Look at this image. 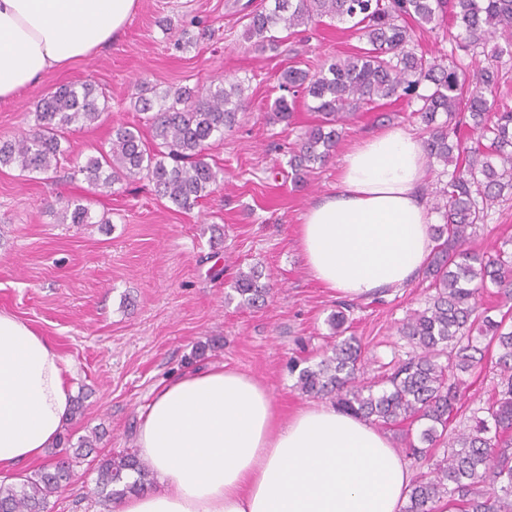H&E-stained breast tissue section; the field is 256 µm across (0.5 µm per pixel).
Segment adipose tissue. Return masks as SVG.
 <instances>
[{"instance_id":"1","label":"adipose tissue","mask_w":512,"mask_h":512,"mask_svg":"<svg viewBox=\"0 0 512 512\" xmlns=\"http://www.w3.org/2000/svg\"><path fill=\"white\" fill-rule=\"evenodd\" d=\"M137 0H0V99L96 55ZM422 142L387 129L344 155L336 185L306 209L298 241L311 277L359 299L407 285L434 246ZM69 364L0 311V473L40 460L72 407ZM137 446L157 487L113 512H400L412 474L390 437L331 405L281 420L268 389L224 366L161 384Z\"/></svg>"}]
</instances>
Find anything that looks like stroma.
I'll return each instance as SVG.
<instances>
[{"label":"stroma","instance_id":"35a3bbf8","mask_svg":"<svg viewBox=\"0 0 512 512\" xmlns=\"http://www.w3.org/2000/svg\"><path fill=\"white\" fill-rule=\"evenodd\" d=\"M263 0H138L121 37L94 57L45 75L35 86L0 101V141L34 123L37 101L58 86L94 81L105 88L107 119L75 127L67 153L52 174L0 169V311L38 330L70 363L67 379L77 413L63 431L72 439L97 436L95 448L74 468L69 483L51 497L48 512H106L96 489L97 461L136 451L139 416L155 388L192 369L226 365L257 377L281 418L314 405L295 387L294 361L321 360L335 337L328 323L339 297L312 279L298 247L306 208L336 182L343 155L380 130L422 134L405 101L357 112L326 165L295 178L288 165L297 136L318 122L297 103L290 124L266 118L282 96L277 74L296 50L311 69L364 46L359 34L328 20L317 29L285 37L278 50H255L244 37V5ZM170 28H163V20ZM188 31L185 49L174 36ZM241 81L246 109L208 150L224 179L190 211L158 196L146 180L92 195L74 160L98 156L118 124L144 127L133 97L141 85L157 92L202 89L220 77ZM87 199L92 223L64 224L60 200ZM512 240V199L492 208L468 246L492 254ZM269 274L264 305L240 306L231 285L238 270ZM430 295L425 282L390 290L380 301L357 299L347 335L367 357V374L406 358L411 347L400 328ZM457 429L472 409L492 398L497 376L485 363L468 376Z\"/></svg>","mask_w":512,"mask_h":512}]
</instances>
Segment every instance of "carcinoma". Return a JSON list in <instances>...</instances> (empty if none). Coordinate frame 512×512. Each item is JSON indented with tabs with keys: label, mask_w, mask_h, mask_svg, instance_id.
I'll list each match as a JSON object with an SVG mask.
<instances>
[{
	"label": "carcinoma",
	"mask_w": 512,
	"mask_h": 512,
	"mask_svg": "<svg viewBox=\"0 0 512 512\" xmlns=\"http://www.w3.org/2000/svg\"><path fill=\"white\" fill-rule=\"evenodd\" d=\"M443 12L459 31L448 54L428 59L413 48L407 20L425 27ZM245 17V37L260 49L279 48L278 29L308 30L325 17L351 24L366 40V47L318 71L292 61L280 72L279 87L301 93L318 113V124L299 137L291 153L295 175L330 157L342 135L339 127L357 111L392 98L418 104L427 158L454 163L442 187L423 189L443 223L432 228L435 246L422 270L434 294L400 329L414 347L412 355L381 380L366 383L367 358L354 338H344L331 354L299 370L296 389L309 397L329 396L343 412L382 429L405 421L424 424L418 440L407 434L403 442L407 453L431 460L430 471L412 484L402 512H436L444 498L456 512H512V251L480 256L466 248L493 205L512 191V108L486 95L499 86L501 59L512 57V0H273ZM494 39L503 44L485 52ZM459 49L471 53L470 62L456 54ZM108 102L91 81L58 87L38 100L35 127L0 141V168L48 172L64 154L65 134L74 125L103 121ZM134 109L146 114L151 141L135 127L119 126L112 129L109 150L76 164L75 171L98 192L143 177L178 209L194 208L222 178L206 160V150L236 125L243 109L241 82L224 78L215 86L172 94L143 87ZM293 110L294 101L282 96L269 121L288 125ZM60 215L63 224L92 220L90 208L78 199L67 201ZM262 277L254 267L238 272L234 291L241 305L265 300L269 288ZM490 287L507 305L497 317L478 310V297ZM482 338L498 350L495 396L485 407L487 417L475 415L474 426L451 431L463 407V374L485 359ZM92 446L83 438L73 455L58 457L21 484H0V512H48L49 497L72 475L73 459ZM436 447L444 448L438 459L430 454ZM154 483L150 464L135 454L98 463L96 484L105 502Z\"/></svg>",
	"instance_id": "carcinoma-1"
}]
</instances>
